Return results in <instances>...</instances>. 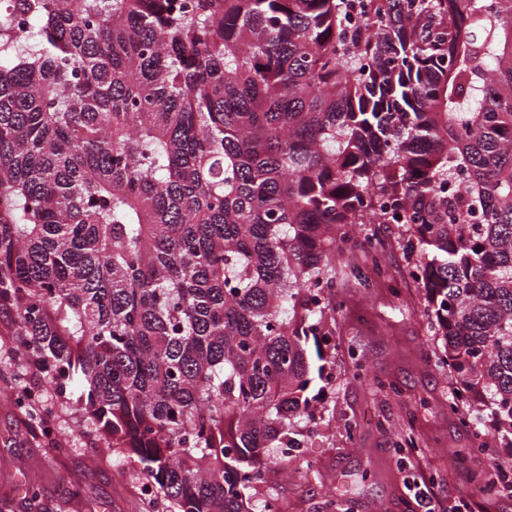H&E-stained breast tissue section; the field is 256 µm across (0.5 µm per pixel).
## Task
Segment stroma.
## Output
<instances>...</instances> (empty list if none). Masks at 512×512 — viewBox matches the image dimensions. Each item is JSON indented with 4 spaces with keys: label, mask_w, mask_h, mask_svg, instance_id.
I'll list each match as a JSON object with an SVG mask.
<instances>
[{
    "label": "stroma",
    "mask_w": 512,
    "mask_h": 512,
    "mask_svg": "<svg viewBox=\"0 0 512 512\" xmlns=\"http://www.w3.org/2000/svg\"><path fill=\"white\" fill-rule=\"evenodd\" d=\"M387 245L386 276H376L364 251L336 256V292L343 307L324 318L336 356L326 369L327 408L304 430V463L293 474L270 470L257 502L274 498L280 512H412L414 481L439 498L442 512H512V498L484 496L470 475L490 458L512 462V450H470L473 432L448 409L454 380L434 356L436 340L425 291L407 274L414 259L395 224H366ZM399 297H392L391 288ZM13 326L0 311V512H144L137 464L120 463L92 421L39 389L52 410L47 429L34 427L18 404L16 385L37 386L19 365ZM394 382L397 392L383 389ZM414 437L415 451L397 445ZM36 494H27L28 485ZM80 487L73 498L72 487Z\"/></svg>",
    "instance_id": "1"
}]
</instances>
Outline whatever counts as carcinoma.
I'll use <instances>...</instances> for the list:
<instances>
[{
    "instance_id": "carcinoma-1",
    "label": "carcinoma",
    "mask_w": 512,
    "mask_h": 512,
    "mask_svg": "<svg viewBox=\"0 0 512 512\" xmlns=\"http://www.w3.org/2000/svg\"><path fill=\"white\" fill-rule=\"evenodd\" d=\"M363 224L407 227L448 408L512 448V0L0 7V307L165 512L300 466Z\"/></svg>"
}]
</instances>
